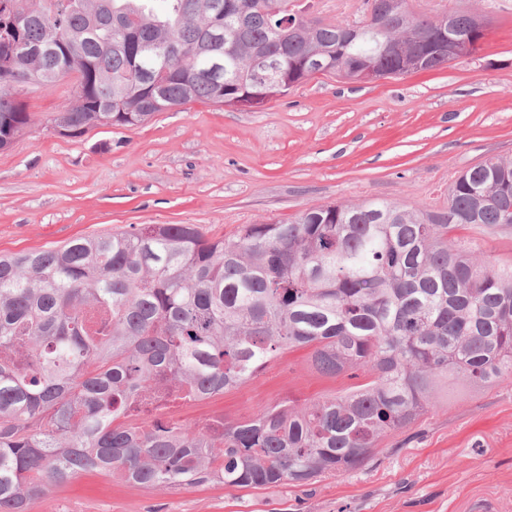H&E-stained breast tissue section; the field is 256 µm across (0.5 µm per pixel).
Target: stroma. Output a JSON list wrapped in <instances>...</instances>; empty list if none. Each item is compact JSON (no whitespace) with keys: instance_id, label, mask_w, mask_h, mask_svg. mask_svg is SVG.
Returning <instances> with one entry per match:
<instances>
[{"instance_id":"1","label":"stroma","mask_w":512,"mask_h":512,"mask_svg":"<svg viewBox=\"0 0 512 512\" xmlns=\"http://www.w3.org/2000/svg\"><path fill=\"white\" fill-rule=\"evenodd\" d=\"M416 2L482 15L477 50L375 83L318 76L257 108L197 101L142 127H99L79 139L49 124L70 98V79L20 90L32 125L0 151V252L133 224H196L221 238L243 224L287 223L312 205L441 204L459 172L489 156L512 158V0ZM358 382L321 375L300 349L173 419L238 422ZM29 512H512V383L440 390L419 420L342 478L152 490L90 473L52 488Z\"/></svg>"}]
</instances>
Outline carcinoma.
I'll return each mask as SVG.
<instances>
[{
  "mask_svg": "<svg viewBox=\"0 0 512 512\" xmlns=\"http://www.w3.org/2000/svg\"><path fill=\"white\" fill-rule=\"evenodd\" d=\"M155 2L0 0V40L42 53L37 86L79 72L84 103L53 113L59 135L140 126L194 101L258 107L316 75L358 82L368 66L404 76L408 31L417 70L442 69L486 31L478 14L403 15L398 0H363L354 24L323 22L312 0ZM31 123L0 85V150ZM469 228H512V159L462 171L439 208L330 203L219 239L141 224L1 254L0 512H28L83 472L165 490L308 485L362 466L427 412L440 381L512 383V263L477 262L456 236ZM294 348L322 375L368 381L230 425L132 421L237 388Z\"/></svg>",
  "mask_w": 512,
  "mask_h": 512,
  "instance_id": "carcinoma-1",
  "label": "carcinoma"
}]
</instances>
